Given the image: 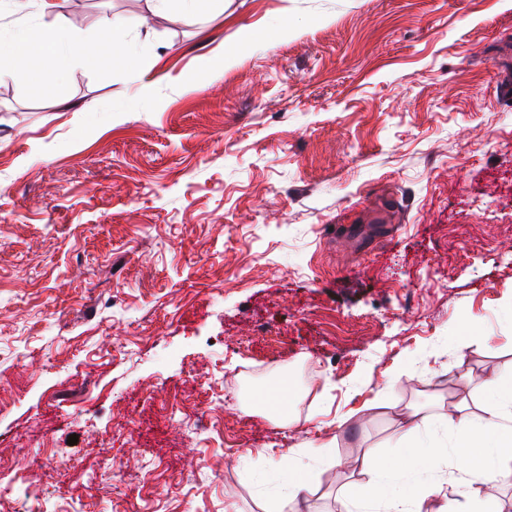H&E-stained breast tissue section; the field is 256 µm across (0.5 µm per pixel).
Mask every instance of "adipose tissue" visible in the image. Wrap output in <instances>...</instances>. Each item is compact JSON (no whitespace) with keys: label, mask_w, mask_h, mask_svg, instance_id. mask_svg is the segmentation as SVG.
Returning a JSON list of instances; mask_svg holds the SVG:
<instances>
[{"label":"adipose tissue","mask_w":512,"mask_h":512,"mask_svg":"<svg viewBox=\"0 0 512 512\" xmlns=\"http://www.w3.org/2000/svg\"><path fill=\"white\" fill-rule=\"evenodd\" d=\"M139 26L136 19L102 17L94 44L63 26L49 33L31 24L16 26L8 47H0V85L23 73L36 74L39 82H46L72 59L122 61L134 53L131 40ZM296 389L295 378L284 373L256 388L251 398L289 428L294 424L288 410L295 403ZM480 389L481 411L456 416L451 449L424 447L422 433L427 424L412 413L405 420L400 453L383 458L370 449L355 459H336V467L359 469L369 482L338 492L331 512H366L367 503L375 498L382 512H491L478 497L480 487L512 485V376L484 381ZM435 458L445 460L447 481L416 480V473L425 471ZM321 477V468L310 464L289 470L287 493L272 502L267 512H316L310 495Z\"/></svg>","instance_id":"adipose-tissue-1"}]
</instances>
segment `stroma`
<instances>
[{
	"label": "stroma",
	"instance_id": "obj_1",
	"mask_svg": "<svg viewBox=\"0 0 512 512\" xmlns=\"http://www.w3.org/2000/svg\"><path fill=\"white\" fill-rule=\"evenodd\" d=\"M152 9L67 0L43 25L93 42L102 15L149 18L141 58L75 64L37 94L25 77L0 85V458L54 512L76 497L88 512H262L329 440L328 512L365 481L332 459L395 454L410 405L450 447L449 405L480 399L449 373L512 374V103L498 91L512 0ZM230 46L235 63L198 84V59ZM153 58L170 77L132 102ZM382 189L411 202L394 238L341 260L332 225L363 224ZM246 364L248 390L295 375L292 428L254 413L248 390L197 443L166 427L162 404L193 424ZM36 416L46 459L19 441ZM136 418L151 427L115 442L113 471H64L95 467L92 427Z\"/></svg>",
	"mask_w": 512,
	"mask_h": 512
}]
</instances>
